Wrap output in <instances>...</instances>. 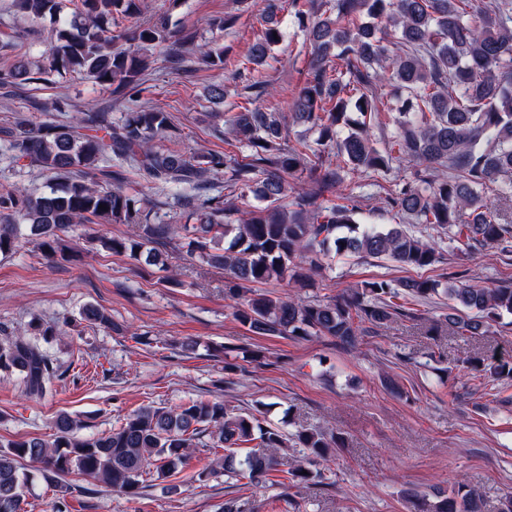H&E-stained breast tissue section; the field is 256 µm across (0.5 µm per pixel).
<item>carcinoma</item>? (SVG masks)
I'll return each mask as SVG.
<instances>
[{
  "label": "carcinoma",
  "instance_id": "1",
  "mask_svg": "<svg viewBox=\"0 0 512 512\" xmlns=\"http://www.w3.org/2000/svg\"><path fill=\"white\" fill-rule=\"evenodd\" d=\"M295 11L312 47L308 77L289 104L293 123L316 134L313 143H286L285 118L264 103L268 85L253 81L249 105L224 114L232 135L226 153L198 155L165 147L172 115L141 99L147 59L115 46L112 23L132 22L129 41L151 44L170 40L174 60L195 49V35L169 28L168 17L140 21L143 0H81L61 18L64 0H14L16 12L35 25L57 24L45 61L32 65L17 54L0 83H46L53 76L81 75L112 88L133 103L112 120L108 112H83L67 121H15L0 129L7 159L19 170L50 176L36 193L16 183L0 184V254L21 245L20 230L37 241L50 260L68 256V234L85 224H128L123 238L101 236V248L113 254H142L149 265L162 262L161 250L177 233L190 235V256L224 270L233 296L254 283L288 275L303 278L326 259L346 254L387 257L400 267L423 268L440 259L442 236L468 250L477 247L512 252V224L499 202L512 198V0H336L326 14L309 0ZM280 0L269 4L262 36L249 48L247 62L261 66L283 37ZM399 99L391 120L396 132L378 148L368 137L379 120L382 87ZM415 165L413 180L385 198L391 209L426 230L423 240L400 227L362 230L359 201L342 193V172L374 177L397 161ZM165 188L188 189L177 201L193 224H153L150 201L122 188V168ZM443 167L448 176L428 171ZM225 194H211L225 171ZM322 171L315 186L303 189L288 205V176ZM496 192L492 203L484 192ZM251 192L262 206L242 209L235 201ZM336 197L331 202L325 198ZM107 206V210L100 206ZM229 239L224 249L216 240ZM444 293L453 301L448 329L480 335L489 322L512 314V288H487L460 282L439 288L436 280L370 281L334 299H285L259 295L235 311L238 321L261 336H328L354 347L365 332L360 323L386 325L400 312L395 299L407 294L427 299ZM82 320L114 329L112 317L89 305ZM468 367L505 384L512 383V359L480 355ZM0 370L17 372L26 394L51 390L53 360L24 336L0 342ZM82 422L62 412L50 438L0 441V512H24L30 475L22 462L41 465L47 477L78 471L126 496L139 493L143 477L178 472L200 437L224 455L203 469L207 478L221 469L263 484L279 465L275 451L289 441L306 450L317 465L344 443L315 428L291 435L261 426L253 414L232 412L222 402L192 400L174 407L144 406L109 433L79 436ZM248 448L245 456L238 452ZM321 477L299 464L285 471L290 483ZM413 512H485L482 496L459 482L432 501L417 497Z\"/></svg>",
  "mask_w": 512,
  "mask_h": 512
}]
</instances>
